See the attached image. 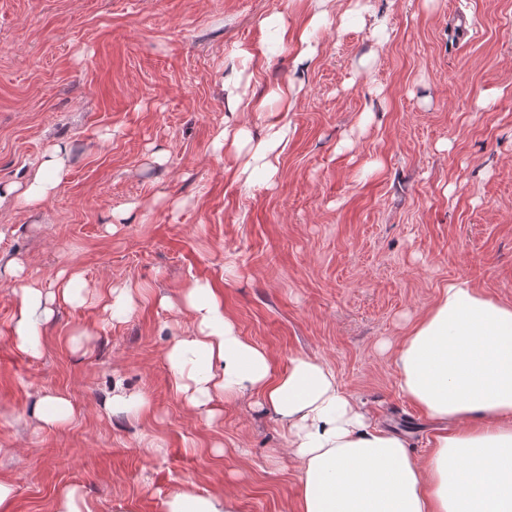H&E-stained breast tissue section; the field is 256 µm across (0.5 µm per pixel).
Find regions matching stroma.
<instances>
[{"mask_svg":"<svg viewBox=\"0 0 512 512\" xmlns=\"http://www.w3.org/2000/svg\"><path fill=\"white\" fill-rule=\"evenodd\" d=\"M370 6L344 22L349 0H331L304 70L261 22L302 26L310 0H0V181L32 170L51 140L72 147L40 211L0 206V253L41 282L64 270L87 286L32 358L13 344L15 295L0 279V479L14 512H53L68 486L96 512H161L183 481L231 491L239 512H285L297 474L273 415L243 400L210 424L172 388L165 350L188 318L158 299L180 301L197 280L223 290L277 367L324 360L413 456L430 453L435 426L382 345L456 279L512 303V0ZM240 48L260 54L237 87L266 101L246 118L254 136L279 116L274 88L303 85L269 185L236 180L240 159L214 149ZM128 280L146 299L105 322L99 293ZM116 379L152 413H107ZM53 392L79 417L28 423Z\"/></svg>","mask_w":512,"mask_h":512,"instance_id":"1","label":"stroma"}]
</instances>
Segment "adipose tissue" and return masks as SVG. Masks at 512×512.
<instances>
[{"instance_id":"ef3b65f1","label":"adipose tissue","mask_w":512,"mask_h":512,"mask_svg":"<svg viewBox=\"0 0 512 512\" xmlns=\"http://www.w3.org/2000/svg\"><path fill=\"white\" fill-rule=\"evenodd\" d=\"M71 145L57 140L24 181L0 183V204H44L67 172ZM14 257L0 268L17 286L11 336L37 356L57 301L79 304V277L43 287ZM191 326L167 349L172 386L196 415L213 421L247 398L271 407L298 472L290 512H512V304L465 279L449 282L402 336L393 362L399 388L436 423L432 451L414 459L405 435L373 425L369 413L323 360L305 354L276 368L241 336L224 294L193 283L185 295ZM30 416L63 428L76 417L66 394L38 397ZM162 512H238L224 490L185 482L168 492Z\"/></svg>"}]
</instances>
